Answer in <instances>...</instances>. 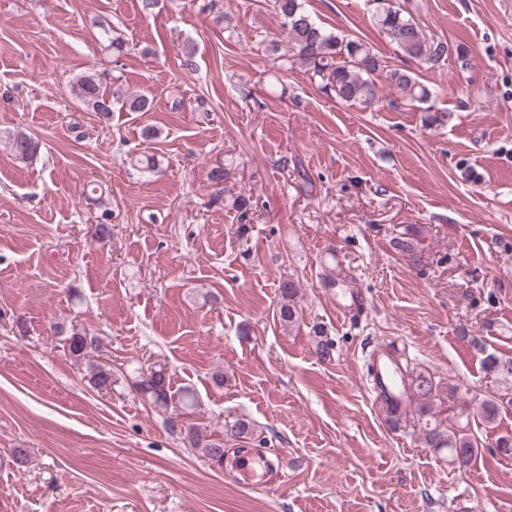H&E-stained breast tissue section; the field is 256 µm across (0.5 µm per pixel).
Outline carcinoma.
<instances>
[{"instance_id":"cac0c4a2","label":"carcinoma","mask_w":512,"mask_h":512,"mask_svg":"<svg viewBox=\"0 0 512 512\" xmlns=\"http://www.w3.org/2000/svg\"><path fill=\"white\" fill-rule=\"evenodd\" d=\"M274 7L288 28L285 55L292 62L305 66L311 76L319 79L323 88L339 102L358 104L366 109L371 107L378 99L374 75L379 73L402 102L427 113L432 111L430 102L433 91L413 71L389 69L365 42L324 30L304 9L302 0H274ZM375 23L405 57L428 69L448 60L452 53L461 61V67L467 66L464 47L457 45L452 49L448 41L427 36L412 17L405 15L397 0H379ZM71 93L81 106L104 120L110 118L116 107L127 112H149L152 109L151 98L143 92L125 94L119 90H108L107 78L102 72L77 78L71 86ZM10 141L14 158L21 162L32 160L41 150V142L23 132L12 135ZM96 235L101 240L112 235L111 211L105 209L97 216ZM298 295L299 285L294 279L288 278L280 283L279 317L283 322L293 323L297 320ZM55 334L65 337V347L74 357L83 359L95 349L96 338L80 333L73 326L59 323ZM484 364L488 373L505 381L512 378V366L507 368L501 365L495 355H486ZM404 369L411 400L417 403L420 415H430L435 399L443 393V386L430 374L410 367L408 362ZM87 376L88 383L94 389L112 391V368L90 360ZM135 390L158 411H168L172 395L166 367L160 364L148 367L135 383ZM224 431L234 438L251 439L256 434L255 425L242 417L224 422ZM183 440L187 441L188 447L200 449L207 459L224 463V443L203 439L202 432L196 428L188 429ZM425 442L432 448L448 449L452 461L460 467L470 465L478 454L477 441L463 427L443 428L437 424L426 431Z\"/></svg>"}]
</instances>
